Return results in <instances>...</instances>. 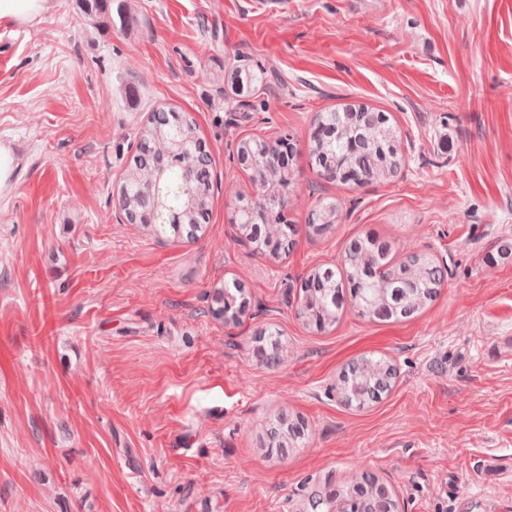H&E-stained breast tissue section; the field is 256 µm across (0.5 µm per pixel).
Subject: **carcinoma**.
<instances>
[{
    "label": "carcinoma",
    "instance_id": "1",
    "mask_svg": "<svg viewBox=\"0 0 512 512\" xmlns=\"http://www.w3.org/2000/svg\"><path fill=\"white\" fill-rule=\"evenodd\" d=\"M401 135L389 117L363 103H346L319 113L314 119L311 159L321 178L328 182L357 186L390 181L402 166ZM194 157V166L210 163L205 144L200 140L194 121L175 111L156 110L140 128L138 145L132 156L117 197L133 206L136 222L148 217L149 207L139 202L140 173L163 166L159 200L169 211L180 216L183 224H203L208 216L212 191L209 173L187 175L186 155ZM237 154L250 160L252 175H265L266 185L258 188V198H243L235 204L231 223H261L263 194L270 191L288 199L286 189L291 173L273 171L267 155L255 141L243 139ZM342 204L323 200L312 210L309 226L316 233L329 230L339 222ZM447 269L425 252H412L394 258L391 245L374 236L352 239L345 247L343 268L317 271L324 281L325 295L309 306L304 321L317 326V318L329 313L335 324L344 314L345 301L360 316L372 319L410 318L426 308L446 281ZM358 369L354 406L363 408L376 401L375 383L396 374L387 360L365 357L354 363ZM375 480V476L357 470L352 479L336 491L344 498L348 512H361L358 480Z\"/></svg>",
    "mask_w": 512,
    "mask_h": 512
}]
</instances>
